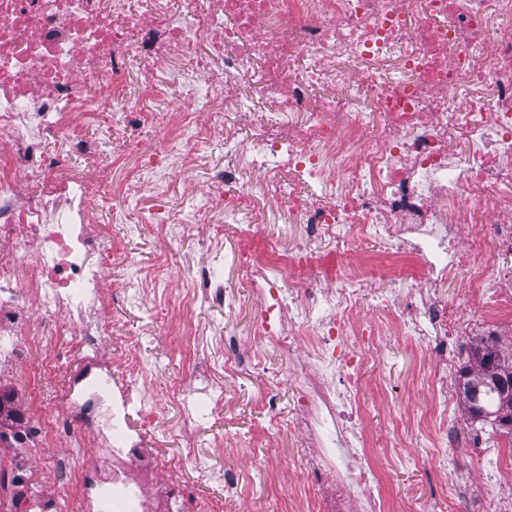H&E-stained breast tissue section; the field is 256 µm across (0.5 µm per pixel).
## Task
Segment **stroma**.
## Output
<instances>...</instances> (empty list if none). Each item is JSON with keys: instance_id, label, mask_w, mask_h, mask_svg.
Listing matches in <instances>:
<instances>
[{"instance_id": "stroma-1", "label": "stroma", "mask_w": 512, "mask_h": 512, "mask_svg": "<svg viewBox=\"0 0 512 512\" xmlns=\"http://www.w3.org/2000/svg\"><path fill=\"white\" fill-rule=\"evenodd\" d=\"M126 247L142 265L151 264L153 253L165 251L169 259L170 285L178 287L184 266L203 263L212 266L216 275L223 279L227 298H235L239 290L232 274L231 255L244 247L236 225L225 224L224 255L212 258L201 248L196 239L189 238L172 244L155 236L149 225L134 228L125 239ZM206 324H231L237 332L243 348L259 351L271 362H278L277 352L269 345L260 343L249 332L247 315L233 307L211 308L200 315ZM215 338L209 332L198 336L195 349L198 356L207 360L208 366L201 376L189 384L191 399L189 409L196 419V435L202 444H209L213 434L224 437V455L218 466L236 471L240 476L239 494L224 502V512H267L273 495H285L289 481L298 479V472L289 470L285 461L291 451L288 435H281L280 445H265L268 416L262 405L261 395L265 385L250 372L234 377L224 374L221 364L210 363ZM428 362L419 348L406 346L394 337H386L380 360L369 367L363 378L360 400L368 426V443L375 455V462L385 474L384 495L387 500L413 502L417 512H427L430 490L439 484L432 473L411 465L393 462L388 446L391 433L386 423V407L399 410L408 430H416L417 422L428 419L430 400L423 388L422 377ZM223 391L226 396L227 418L218 425L209 421V390Z\"/></svg>"}]
</instances>
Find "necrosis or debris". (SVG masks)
Listing matches in <instances>:
<instances>
[{"mask_svg": "<svg viewBox=\"0 0 512 512\" xmlns=\"http://www.w3.org/2000/svg\"><path fill=\"white\" fill-rule=\"evenodd\" d=\"M339 142L356 155L324 157ZM214 152L223 162L199 170ZM198 170L202 188L169 206L175 178ZM262 199L288 201L299 242L254 222ZM217 209L252 242L232 259L234 305L300 377L287 420L276 389L262 398L269 436L288 431L297 448L291 512H414L387 503L359 402L352 350L376 354L388 334L431 366L421 463L446 488L433 512H512V448L478 478L447 468L484 446L448 417L454 362L468 337L512 322V0H0V377L55 385L53 405L27 394L0 423V512H222L145 426L187 392L152 397L158 375L122 331L148 307L183 367L201 369L191 342L223 281L191 264L170 292L166 253L145 268L123 240L133 219L216 255ZM348 236L378 242L357 264L381 288L325 258ZM406 261L417 282L401 299L390 284ZM116 270L128 280L106 285ZM451 282L454 303L437 293ZM212 332L226 375L260 365L231 327ZM194 429L183 414L186 461L232 497L237 475L195 453ZM44 463L51 491L34 482Z\"/></svg>", "mask_w": 512, "mask_h": 512, "instance_id": "obj_1", "label": "necrosis or debris"}]
</instances>
